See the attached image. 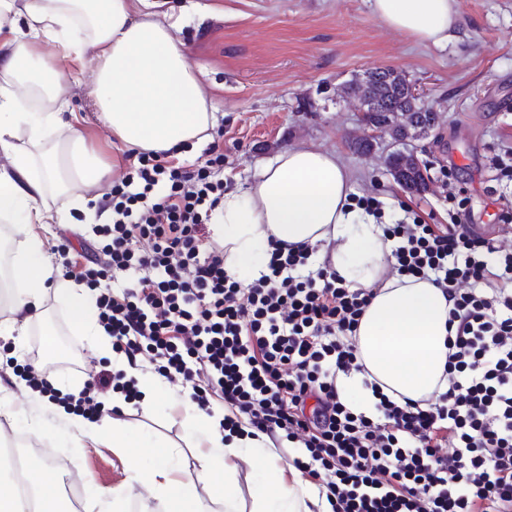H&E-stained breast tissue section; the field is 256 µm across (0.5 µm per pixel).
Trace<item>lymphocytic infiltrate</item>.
I'll use <instances>...</instances> for the list:
<instances>
[{
	"label": "lymphocytic infiltrate",
	"mask_w": 512,
	"mask_h": 512,
	"mask_svg": "<svg viewBox=\"0 0 512 512\" xmlns=\"http://www.w3.org/2000/svg\"><path fill=\"white\" fill-rule=\"evenodd\" d=\"M203 164L171 151H132L95 226L91 265L76 280L96 290L112 350L169 382L192 385L197 407L223 404L241 421L298 444L294 464L318 481L332 512H512V197L500 195L501 238H486L454 182L449 221L384 226L400 275L431 281L448 298L446 384L427 400L385 394L365 379L369 411L341 397L338 375L362 374L354 340L372 290L348 287L310 245L272 246L265 272L242 283L224 267L211 226L224 202L219 142ZM134 380L101 369L64 395L91 418L99 395Z\"/></svg>",
	"instance_id": "lymphocytic-infiltrate-1"
}]
</instances>
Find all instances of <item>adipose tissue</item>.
I'll list each match as a JSON object with an SVG mask.
<instances>
[{"instance_id":"obj_1","label":"adipose tissue","mask_w":512,"mask_h":512,"mask_svg":"<svg viewBox=\"0 0 512 512\" xmlns=\"http://www.w3.org/2000/svg\"><path fill=\"white\" fill-rule=\"evenodd\" d=\"M372 15L391 29L423 44L446 45L461 38L458 0H370ZM13 37L0 43V222L62 224L66 217L45 203L48 192L72 197L74 209L87 213L91 200L82 188L99 185L105 166L88 151L69 99L72 72L43 58L38 49L52 42L75 60L91 57L94 77L87 87L102 124L122 145L142 151H169L205 139L213 127L215 106L209 87L198 77L175 36L181 17L156 13L151 0H0V22ZM353 174L336 154L293 147L264 165L243 193L226 192L213 226L224 243V265L233 273L259 277L258 254L269 242L309 244L317 262L335 269L355 288L374 289L357 332L361 362L384 392L415 400L439 386L446 360L448 302L427 280L391 271L383 228L372 216H360L349 204ZM23 250L13 261L0 304L12 314L10 325L25 330L41 314L43 294L53 289L73 317L75 331L108 351L111 340L96 320L94 301L81 285L63 278L45 240L25 233ZM37 418L52 416L81 435L108 432L113 447L123 445L122 421L95 423L51 401H36ZM208 450L196 475L173 478L176 450L154 457L149 491L167 512H212L198 493L229 458L258 454L262 441L226 437L218 426L207 434ZM32 483L35 507L14 491V466L0 461L8 480L0 482V512H65L47 493L56 483L54 465L39 461ZM263 483L278 486L276 499L260 512H330L325 498L302 475L281 485L276 469Z\"/></svg>"}]
</instances>
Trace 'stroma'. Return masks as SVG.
<instances>
[{
    "mask_svg": "<svg viewBox=\"0 0 512 512\" xmlns=\"http://www.w3.org/2000/svg\"><path fill=\"white\" fill-rule=\"evenodd\" d=\"M463 38L444 46L425 45L376 20L369 0H159L160 11L184 14L177 37L189 61L201 71L218 109L214 134L224 144L219 175L228 190L245 192L262 166L282 150L307 146L336 154L355 175L353 193L383 204L382 221L409 220L411 212L439 224L448 202L439 186L456 171L472 212L474 230L492 237L498 208L486 182L489 161L498 147L512 146V0H459ZM376 67L403 72L422 105L438 114L426 136L395 142L384 138L360 155L351 141L364 129L359 101L344 86ZM72 108L89 149L111 160L120 145L98 118L84 86L73 89ZM396 151L417 152L425 164L426 191L401 186L386 164ZM75 337L71 317L55 294H47L42 316L21 336L0 335V436H12L17 455L40 458L52 450L82 477V512H91L94 494L121 488L116 512H164L141 482L126 471L120 448L107 438L90 440L58 419L34 423L26 409L34 395L13 364L27 360L35 338L45 332ZM84 370L54 372L52 388L78 393L91 371L108 361L80 341ZM150 404L122 414L135 445L145 456L159 443L178 447L181 469L199 467V444L206 424L187 418L189 387L159 375ZM256 458L234 460L235 485L243 512H254L252 491L268 465L291 473L297 454L286 440H267Z\"/></svg>",
    "mask_w": 512,
    "mask_h": 512,
    "instance_id": "stroma-1",
    "label": "stroma"
}]
</instances>
